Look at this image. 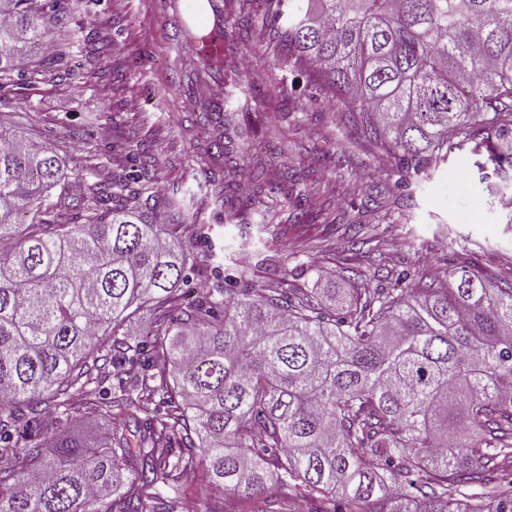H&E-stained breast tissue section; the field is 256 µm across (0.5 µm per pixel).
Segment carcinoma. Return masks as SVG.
Masks as SVG:
<instances>
[{
	"label": "carcinoma",
	"mask_w": 512,
	"mask_h": 512,
	"mask_svg": "<svg viewBox=\"0 0 512 512\" xmlns=\"http://www.w3.org/2000/svg\"><path fill=\"white\" fill-rule=\"evenodd\" d=\"M74 2L9 0L0 90L24 88L18 51ZM275 2L288 57L387 145L396 187L467 146L512 173V0H315V18ZM224 24L244 27L239 0ZM253 93L224 73L238 108ZM130 200L124 182L74 191L52 143L0 129V512H175L127 475L172 488L198 468L200 491L254 497L247 512H294L272 486L307 512H512V282L460 265L338 306L228 275L189 302L182 202L154 224ZM261 203H231L224 223ZM148 405L137 431L112 428ZM89 409L104 427L70 433Z\"/></svg>",
	"instance_id": "carcinoma-1"
}]
</instances>
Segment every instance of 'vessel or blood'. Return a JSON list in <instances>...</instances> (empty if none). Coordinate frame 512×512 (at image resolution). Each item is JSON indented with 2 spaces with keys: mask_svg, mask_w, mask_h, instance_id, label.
Listing matches in <instances>:
<instances>
[{
  "mask_svg": "<svg viewBox=\"0 0 512 512\" xmlns=\"http://www.w3.org/2000/svg\"><path fill=\"white\" fill-rule=\"evenodd\" d=\"M173 47L192 46L201 62L224 54V0H163Z\"/></svg>",
  "mask_w": 512,
  "mask_h": 512,
  "instance_id": "1",
  "label": "vessel or blood"
}]
</instances>
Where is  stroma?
<instances>
[{
  "instance_id": "obj_1",
  "label": "stroma",
  "mask_w": 512,
  "mask_h": 512,
  "mask_svg": "<svg viewBox=\"0 0 512 512\" xmlns=\"http://www.w3.org/2000/svg\"><path fill=\"white\" fill-rule=\"evenodd\" d=\"M150 0H97L90 11L53 16L47 46L28 48L20 63L31 81L20 93H0V124L28 141L55 143L77 180H128L146 162L159 198L182 200L185 224L208 225L196 247L188 294L217 287L215 267L246 272L263 288H374L398 274L447 278L461 258L479 270L512 279V184L485 177L481 157L463 150L401 195L387 180L388 156L376 140L339 112L319 86L293 70L278 29L266 23L269 0H245L249 23L227 42L225 69L259 85L261 95L240 113L262 115L260 150L234 143L215 153L211 128L170 87L168 73L207 79L191 47L180 61L168 54L164 18ZM347 149L349 173L336 178V147ZM304 174L302 206L320 220L292 225V205L270 193L285 172ZM237 198L261 195L269 212L249 215V244L240 230L215 220L214 185ZM363 225L350 243L347 224Z\"/></svg>"
}]
</instances>
